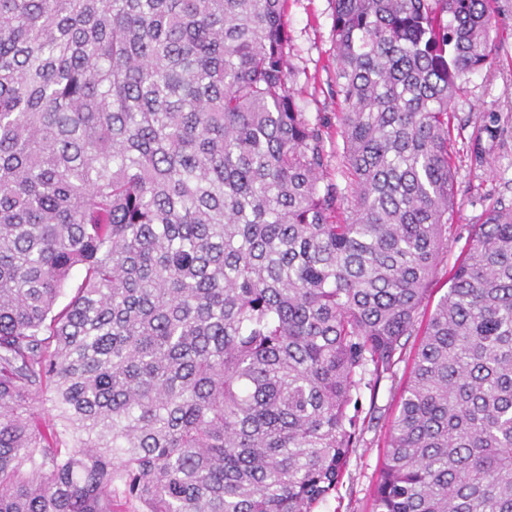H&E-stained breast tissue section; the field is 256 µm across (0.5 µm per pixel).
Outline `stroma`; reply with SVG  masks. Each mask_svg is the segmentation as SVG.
<instances>
[{
    "instance_id": "1",
    "label": "stroma",
    "mask_w": 512,
    "mask_h": 512,
    "mask_svg": "<svg viewBox=\"0 0 512 512\" xmlns=\"http://www.w3.org/2000/svg\"><path fill=\"white\" fill-rule=\"evenodd\" d=\"M499 6L497 64L492 70L471 75L466 94L454 103L456 121L462 126L453 148L457 198L462 210L448 230V258L452 261L481 212L477 199L490 195L512 201V0H499ZM285 14L291 36L289 62L296 74L293 88L309 120L327 126L328 176L335 180L339 177L343 143L336 133L335 114L340 104L336 99L331 0H287ZM488 112L499 114V132L495 140L481 142L486 161L478 165L472 161L471 153L481 117ZM410 363V357H403L393 375L383 378L376 391H364L362 411L375 414L376 421L365 430L359 447L351 455L336 496L319 505L316 512H370L372 488L384 457L388 418Z\"/></svg>"
}]
</instances>
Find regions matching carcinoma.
Returning a JSON list of instances; mask_svg holds the SVG:
<instances>
[{"mask_svg":"<svg viewBox=\"0 0 512 512\" xmlns=\"http://www.w3.org/2000/svg\"><path fill=\"white\" fill-rule=\"evenodd\" d=\"M285 2L0 0V512H315L418 334L372 512H512V203L417 329L492 0H333L342 185Z\"/></svg>","mask_w":512,"mask_h":512,"instance_id":"carcinoma-1","label":"carcinoma"}]
</instances>
